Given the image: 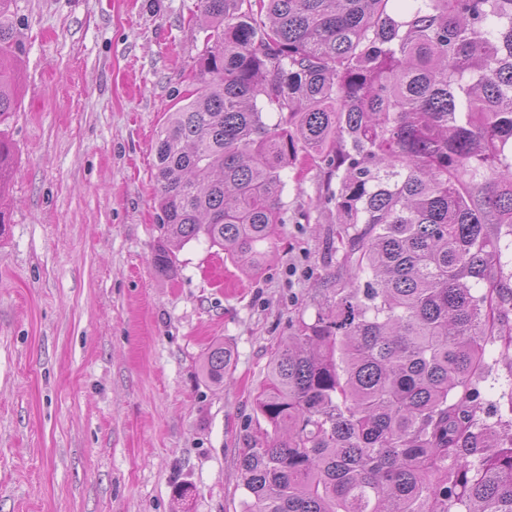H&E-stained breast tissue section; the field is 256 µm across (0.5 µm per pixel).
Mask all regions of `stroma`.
<instances>
[{"instance_id": "obj_1", "label": "stroma", "mask_w": 512, "mask_h": 512, "mask_svg": "<svg viewBox=\"0 0 512 512\" xmlns=\"http://www.w3.org/2000/svg\"><path fill=\"white\" fill-rule=\"evenodd\" d=\"M199 0H13L26 53L0 133V512H243L238 453L267 424L271 352L336 275V211L311 158L283 173L285 223L247 272L204 241L154 265V145L207 30ZM232 347L219 385L200 370ZM481 407L512 419V348H486Z\"/></svg>"}]
</instances>
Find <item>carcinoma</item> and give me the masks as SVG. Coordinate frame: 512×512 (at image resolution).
<instances>
[{"mask_svg":"<svg viewBox=\"0 0 512 512\" xmlns=\"http://www.w3.org/2000/svg\"><path fill=\"white\" fill-rule=\"evenodd\" d=\"M0 0V124L25 45ZM201 93L160 132L166 242L245 269L284 223L283 171L324 170L334 288L270 357L239 449L245 512H512V421L477 418L512 345V0H199ZM278 114L274 124L263 111ZM11 146L0 137V191ZM155 266L176 268L160 243ZM222 342L201 372L224 381Z\"/></svg>","mask_w":512,"mask_h":512,"instance_id":"carcinoma-1","label":"carcinoma"}]
</instances>
